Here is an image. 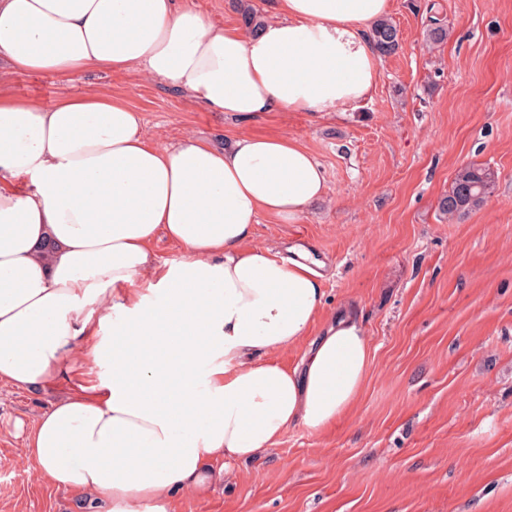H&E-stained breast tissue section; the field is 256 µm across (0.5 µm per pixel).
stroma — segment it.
Instances as JSON below:
<instances>
[{
    "label": "stroma",
    "mask_w": 512,
    "mask_h": 512,
    "mask_svg": "<svg viewBox=\"0 0 512 512\" xmlns=\"http://www.w3.org/2000/svg\"><path fill=\"white\" fill-rule=\"evenodd\" d=\"M395 54L355 110H209L139 70L68 77L0 69V98L65 91L123 100L148 135L220 147L244 133L302 141L329 194L293 224L261 217L254 241L303 244L322 261L325 311L349 310L374 359L351 411L327 430L292 427L233 462L173 512H512V0H393ZM448 31L428 40L431 19ZM498 173L489 201L439 210L459 168ZM71 387H0V512H99L41 479L23 448Z\"/></svg>",
    "instance_id": "stroma-1"
}]
</instances>
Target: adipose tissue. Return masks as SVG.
Returning a JSON list of instances; mask_svg holds the SVG:
<instances>
[{
  "label": "adipose tissue",
  "mask_w": 512,
  "mask_h": 512,
  "mask_svg": "<svg viewBox=\"0 0 512 512\" xmlns=\"http://www.w3.org/2000/svg\"><path fill=\"white\" fill-rule=\"evenodd\" d=\"M392 0H277L255 32L189 0H0V63L16 72L139 69L214 112H347L374 92L368 29ZM329 191L300 141L242 134L215 148L151 140L124 101L0 99V385L74 383L24 453L49 484L105 512H169L205 495L213 463L321 432L355 405L373 352L324 312L317 259L254 244L260 216L292 224ZM165 234L184 252L159 262ZM306 345L288 369L276 351Z\"/></svg>",
  "instance_id": "1"
}]
</instances>
